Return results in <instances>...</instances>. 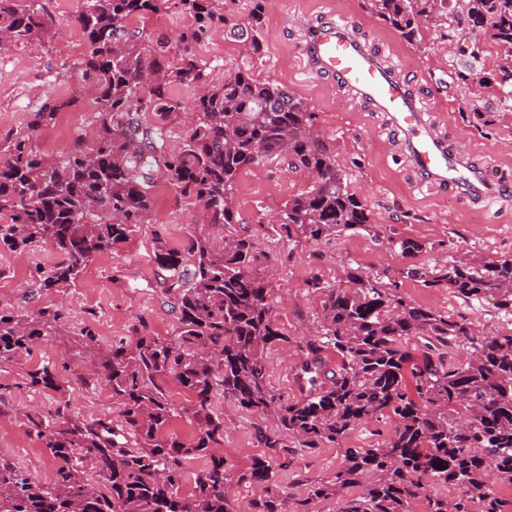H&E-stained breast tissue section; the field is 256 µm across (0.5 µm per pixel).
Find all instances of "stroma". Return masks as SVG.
<instances>
[{"label":"stroma","mask_w":512,"mask_h":512,"mask_svg":"<svg viewBox=\"0 0 512 512\" xmlns=\"http://www.w3.org/2000/svg\"><path fill=\"white\" fill-rule=\"evenodd\" d=\"M36 5L52 15L58 34L0 53V139L22 129L47 94L72 98L75 106L62 112L56 125L43 130L36 141L37 151L59 158L76 137L90 140L96 135L92 84L78 75L76 67L89 46L72 23L79 0H37ZM324 14L362 36L411 84L438 133L464 142L474 161H487L498 169L512 166V109L501 105L494 87L481 84L498 69L497 49L492 42H483L474 83L458 84L455 72L463 60L456 53L457 35L448 28L447 14L422 25L416 40L409 41L375 13L371 0H268L262 55H252L221 29L197 47L210 84H221L231 74L247 70L258 79L286 86L312 108L317 131L333 145L351 190L368 205L379 230L375 236L362 231L317 242L280 240L268 222L270 214L311 184L306 172L288 168L282 159L243 171L235 190L236 223L206 227L213 242L232 235L246 237L265 256L261 273L276 322L288 336L287 344L276 345L269 354L271 381L276 393L291 400L303 394L306 383L296 375L305 343L316 337L319 328L323 295L307 285L316 270L332 284L344 267L357 265L391 277L412 302L465 317L478 330L512 329V316L498 308L493 294L467 301L453 289L425 286L409 274L413 268L432 272L452 260L512 255V198L477 206L420 185L380 113L338 89L331 78L305 71L300 47L307 28ZM189 23V16L173 6L133 19L130 25L147 39L171 41ZM480 112L491 113L492 122L478 121ZM155 184L149 223L139 225L112 253L95 258L75 287L50 297L69 311L74 327L91 326L105 346L128 335L140 320L160 336H169L174 329V315L157 284L154 252L161 246L180 248L198 225L200 208L164 189L163 179ZM392 237L416 241L423 249L401 255L389 245ZM56 261L55 253L45 248L26 254L1 249L0 307H23L27 283ZM44 364L54 365L57 389L29 388L28 372ZM63 404L87 419L119 418L120 409L112 399H99L97 392L77 381L71 355L59 341L38 343L18 362L1 366L0 460L17 465L37 482L49 483L54 463L24 413L34 409L45 415ZM215 408L224 416V461L233 478L231 494L238 512H247L251 500L267 493L266 485L239 479L254 459L272 462L277 482L299 501L311 484L331 479L348 449L375 447L393 429L392 420H371L310 455L293 439L283 448L266 447L268 422L221 398Z\"/></svg>","instance_id":"stroma-1"}]
</instances>
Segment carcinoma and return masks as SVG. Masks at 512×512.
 <instances>
[{
  "instance_id": "obj_1",
  "label": "carcinoma",
  "mask_w": 512,
  "mask_h": 512,
  "mask_svg": "<svg viewBox=\"0 0 512 512\" xmlns=\"http://www.w3.org/2000/svg\"><path fill=\"white\" fill-rule=\"evenodd\" d=\"M376 13L405 39L440 14L447 0H373ZM174 3L191 18L176 41L145 44L127 22ZM267 0H250L244 24L229 23L223 0H82L73 24L89 44L77 63L95 87L96 137L75 140L62 158L33 147L73 101L48 97L26 127L0 140V248L24 253L48 245L59 261L28 286L30 297L76 285L93 259L127 241L149 221L151 184L160 174L183 198L199 204L203 224L237 223L234 191L245 169L283 158L309 173L311 186L280 208L276 227L288 242L319 241L371 223L351 192L333 146L314 129L302 98L274 81L237 71L221 85L206 83L196 47L217 28L254 55L262 52ZM448 24L478 32L459 54L478 60L481 39L500 49L494 81L500 102H512V0H455ZM53 17L34 0H0V41L25 44L50 35ZM202 86L192 107L174 86ZM192 128L170 147L171 123L185 112ZM261 254L247 238L226 237L217 249L203 232L182 248L160 249L155 264L166 304L176 315L171 335L144 321L107 348L86 325L75 331L69 312L44 304L31 313L0 308V365L16 362L43 339L60 338L75 351L85 387L101 384L120 405V424L88 420L59 409L26 418L54 462L41 485L16 465L0 463V512H237L231 477L219 447L224 417L218 395L275 424L267 447L292 437L307 452L363 422L394 419L375 448L349 450L334 476L312 486L288 510L292 496L271 493L248 512H309L314 499L336 500V512H413L430 483L455 484L453 500L426 497V512H499L486 491L490 470L512 482V330H477L464 318L441 315L399 293L390 279L346 266L334 285L315 272L308 286L324 292L320 329L306 341L301 400L271 385L268 350L288 342L277 325L260 274ZM427 286L446 285L463 299L487 293L512 315V258L452 261L423 273ZM413 338L423 347H411ZM468 347L465 360L453 356ZM336 354L327 369L323 352ZM173 381L190 394L175 411ZM34 389L57 387L47 367L28 374ZM193 426V438L169 432L173 418ZM203 461L189 493H180L186 466ZM95 473L96 478L89 477ZM269 461L254 459L239 480L273 482Z\"/></svg>"
}]
</instances>
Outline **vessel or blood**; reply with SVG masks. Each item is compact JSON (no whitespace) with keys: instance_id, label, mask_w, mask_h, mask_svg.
Listing matches in <instances>:
<instances>
[{"instance_id":"b4317fda","label":"vessel or blood","mask_w":512,"mask_h":512,"mask_svg":"<svg viewBox=\"0 0 512 512\" xmlns=\"http://www.w3.org/2000/svg\"><path fill=\"white\" fill-rule=\"evenodd\" d=\"M302 60L309 73L331 77L355 100L383 113L421 184L453 191L475 204L507 195L505 183L469 161L467 148L433 129L427 109L411 86L347 25L332 19L311 25Z\"/></svg>"}]
</instances>
